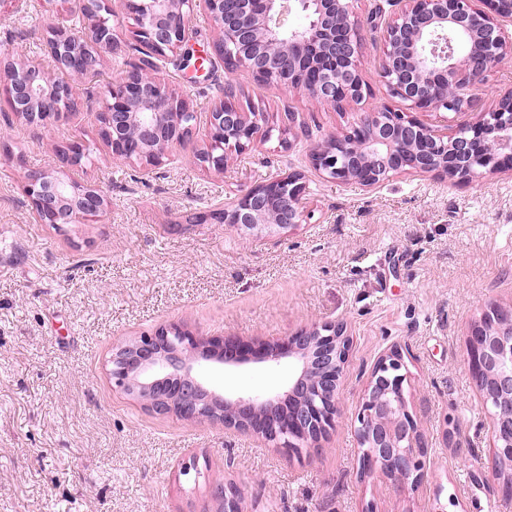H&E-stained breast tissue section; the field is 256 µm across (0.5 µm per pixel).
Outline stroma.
I'll list each match as a JSON object with an SVG mask.
<instances>
[{
    "instance_id": "stroma-1",
    "label": "stroma",
    "mask_w": 512,
    "mask_h": 512,
    "mask_svg": "<svg viewBox=\"0 0 512 512\" xmlns=\"http://www.w3.org/2000/svg\"><path fill=\"white\" fill-rule=\"evenodd\" d=\"M380 0H356L367 95L343 110L258 83L223 62L198 70L159 58L156 76L196 113L192 135L156 166L119 162L97 112L119 73L138 63L123 8L116 42L96 77L81 80L76 111L50 131L25 125L0 101V512H221L214 482L235 484L242 512H512V493L483 485L491 470L488 414L466 359L471 324L488 304L512 306V172L454 186L395 175L374 188L323 177L310 150L391 98L379 73L382 34L366 18ZM41 0L0 13V51L60 78L43 39ZM234 103L261 113L256 143L202 169L209 115ZM471 92L488 112L512 92L506 59ZM303 131L284 132L286 112ZM89 159L69 178L99 186V219L56 230L35 223L22 191L30 170L61 168L60 146ZM301 172L307 217L286 234L240 237L186 215L222 210L277 173ZM341 321L353 338L343 420L323 450L288 454L252 433L152 411L112 385L115 347L179 324L203 337L274 341L311 323ZM401 346L411 410L428 448L417 488L359 478L350 426L370 369ZM288 363L212 368L226 395L279 392ZM199 471L183 474L189 460Z\"/></svg>"
}]
</instances>
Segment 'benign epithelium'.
I'll return each mask as SVG.
<instances>
[{"label": "benign epithelium", "mask_w": 512, "mask_h": 512, "mask_svg": "<svg viewBox=\"0 0 512 512\" xmlns=\"http://www.w3.org/2000/svg\"><path fill=\"white\" fill-rule=\"evenodd\" d=\"M57 22L44 40L72 81L57 82L36 64L0 56V97L14 115L48 129L72 113L79 101L76 81L99 70L103 53L116 40L110 0H80L85 23L75 32L65 24L66 0H42ZM355 0H204L220 33L213 53L254 80L295 90L341 108L361 102L367 87L360 72L362 41ZM391 0L400 6L384 30L380 76L391 97L411 110L460 113L475 108L470 87L512 57L498 20L512 21V0ZM134 21L133 35L155 55L189 42L195 0H123ZM300 13L304 25L290 29L283 17ZM99 133L113 159L157 164L165 150L192 133L195 115L188 101L153 75L151 59L131 66L112 82L98 112ZM208 143L200 166L224 172L229 151L256 141L259 118L220 101L210 116ZM72 165L83 157L82 143L60 149ZM313 169L341 183L373 187L398 174H429L456 184L512 171V92L495 109L448 135L437 133L400 109L382 105L360 113L348 130L333 134L310 154ZM23 192L40 224H77L108 207L97 186H79L66 170L30 171ZM307 185L299 172L278 174L224 205L219 213H192L187 224L208 219L239 234L291 233L305 220ZM352 337L341 322L313 323L275 342H261L258 362H295L297 373L284 394L229 398L204 376V363L236 367L249 351L233 336L203 338L177 325L160 328L112 352V382L161 413L188 421L219 422L252 432L302 455L320 447L342 418L345 370ZM466 352L469 370L490 417L492 475L512 483V307L491 305L471 326ZM410 385L403 349L394 346L374 363L351 427L361 450L358 474L381 473L415 487L425 476L428 449L410 409ZM222 512H241V493L218 483Z\"/></svg>", "instance_id": "1"}]
</instances>
